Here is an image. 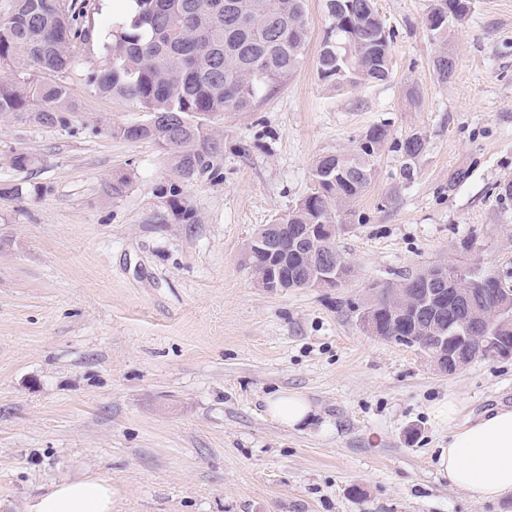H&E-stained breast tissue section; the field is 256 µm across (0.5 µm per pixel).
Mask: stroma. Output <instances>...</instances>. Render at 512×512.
Segmentation results:
<instances>
[{
  "mask_svg": "<svg viewBox=\"0 0 512 512\" xmlns=\"http://www.w3.org/2000/svg\"><path fill=\"white\" fill-rule=\"evenodd\" d=\"M101 3L63 77L68 125L0 119V184L24 187L0 197V512H29L65 477L110 482L112 512H512V495L476 501L439 473L448 431L431 414L449 396L466 419L512 406V357L440 376L360 319L374 289L437 263L512 283V0H473L445 81L424 25L434 0H375L392 77L353 88L319 80L329 19L306 0L302 68L254 111L209 120L223 177L188 187L193 224L157 196L167 153L116 134L145 112L87 81L120 17ZM381 124L374 180L338 217L351 276L258 288L244 262L255 229L314 191L317 156L352 153ZM415 133L408 181L396 145ZM17 151L34 171L13 169ZM280 390L306 394L318 426L270 419Z\"/></svg>",
  "mask_w": 512,
  "mask_h": 512,
  "instance_id": "stroma-1",
  "label": "stroma"
}]
</instances>
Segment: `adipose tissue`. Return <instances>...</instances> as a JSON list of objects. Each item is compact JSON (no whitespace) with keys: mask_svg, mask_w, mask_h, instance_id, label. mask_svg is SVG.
I'll use <instances>...</instances> for the list:
<instances>
[{"mask_svg":"<svg viewBox=\"0 0 512 512\" xmlns=\"http://www.w3.org/2000/svg\"><path fill=\"white\" fill-rule=\"evenodd\" d=\"M268 416L294 428L311 422L314 409L303 393L283 391L265 400ZM460 404L448 397L432 407L434 420L448 430V446L437 466L450 484L473 500H495L512 493V407L501 406L476 419L461 420ZM32 512H112L111 483L95 478H63L31 506Z\"/></svg>","mask_w":512,"mask_h":512,"instance_id":"adipose-tissue-1","label":"adipose tissue"}]
</instances>
